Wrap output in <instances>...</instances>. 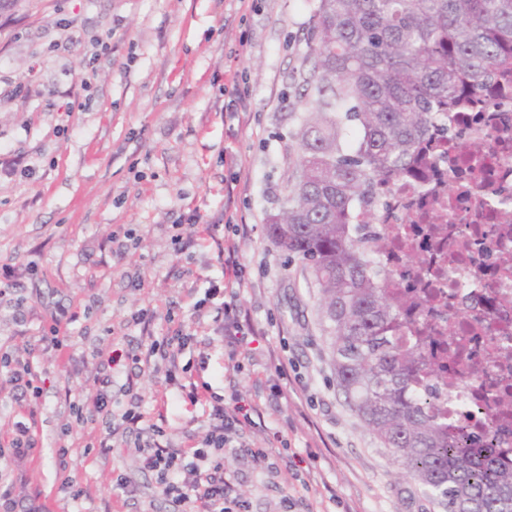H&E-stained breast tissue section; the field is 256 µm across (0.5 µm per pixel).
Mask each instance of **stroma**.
<instances>
[{"label":"stroma","instance_id":"35a3bbf8","mask_svg":"<svg viewBox=\"0 0 512 512\" xmlns=\"http://www.w3.org/2000/svg\"><path fill=\"white\" fill-rule=\"evenodd\" d=\"M317 0H13L0 8V353L34 344L40 446L9 460L14 492L50 512H173L135 451L136 437L95 421L97 377L143 410L166 393L174 447L201 440L209 408L176 404L163 372L131 371L166 323L197 331L208 358L196 378L255 406L233 485L249 512H444L405 477L345 401L331 365L318 288L266 232L295 174L313 96ZM236 103L237 119L224 116ZM234 218L238 231L228 230ZM199 222L214 239L174 245ZM246 269L239 301L256 331L230 358L223 335L196 327L194 303L224 285L223 243ZM148 308L150 327L133 323ZM74 315L67 348L42 335ZM113 437L110 452L89 447ZM68 449L59 469L57 451ZM269 448L279 471L249 455ZM85 489L73 499L63 480Z\"/></svg>","mask_w":512,"mask_h":512}]
</instances>
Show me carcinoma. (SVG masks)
Returning a JSON list of instances; mask_svg holds the SVG:
<instances>
[{
	"mask_svg": "<svg viewBox=\"0 0 512 512\" xmlns=\"http://www.w3.org/2000/svg\"><path fill=\"white\" fill-rule=\"evenodd\" d=\"M300 166L268 235L320 288L336 381L346 401L445 512H512V465L493 435L448 433L418 394L420 337L393 335L404 295L381 288L350 235L354 204L433 160L438 118L512 81V0H318ZM355 125L356 147L340 141Z\"/></svg>",
	"mask_w": 512,
	"mask_h": 512,
	"instance_id": "carcinoma-1",
	"label": "carcinoma"
}]
</instances>
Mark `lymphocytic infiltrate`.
<instances>
[{
  "mask_svg": "<svg viewBox=\"0 0 512 512\" xmlns=\"http://www.w3.org/2000/svg\"><path fill=\"white\" fill-rule=\"evenodd\" d=\"M245 282L243 266L234 255L224 259V283L228 302L209 308L205 301L195 302L196 324H217L230 347L246 343L253 327L240 318L239 295ZM194 334L182 325L168 326L162 338L153 341L148 354L155 364L164 365L168 381L175 385L183 401L196 405L209 404V431L202 443L175 449L164 437L165 402H158L152 414L141 412L139 399L122 411H114L110 387L111 378L100 382L97 409L107 417H120L126 429L141 436L135 450L145 471L154 475L159 492L180 506L181 512H246V504L232 490L227 476V461L238 456L241 440L253 419L241 405L227 406L223 399L206 400L192 374L178 368L177 359L186 349L196 345Z\"/></svg>",
  "mask_w": 512,
  "mask_h": 512,
  "instance_id": "1",
  "label": "lymphocytic infiltrate"
}]
</instances>
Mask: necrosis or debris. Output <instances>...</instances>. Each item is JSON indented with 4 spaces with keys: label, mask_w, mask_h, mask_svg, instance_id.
<instances>
[{
    "label": "necrosis or debris",
    "mask_w": 512,
    "mask_h": 512,
    "mask_svg": "<svg viewBox=\"0 0 512 512\" xmlns=\"http://www.w3.org/2000/svg\"><path fill=\"white\" fill-rule=\"evenodd\" d=\"M448 150L429 179L381 185L372 207H356L350 232L382 284L413 294L430 292L428 305L411 314L448 337H464L457 378H448L441 347L421 348L431 374L428 388L440 421L461 429L492 428L502 458L512 462V410L489 409L481 388L490 379H512V355L501 357L512 337V231L489 235L503 212L512 213V99L468 102L464 117L448 115ZM419 246L420 264L408 266Z\"/></svg>",
    "instance_id": "obj_1"
}]
</instances>
